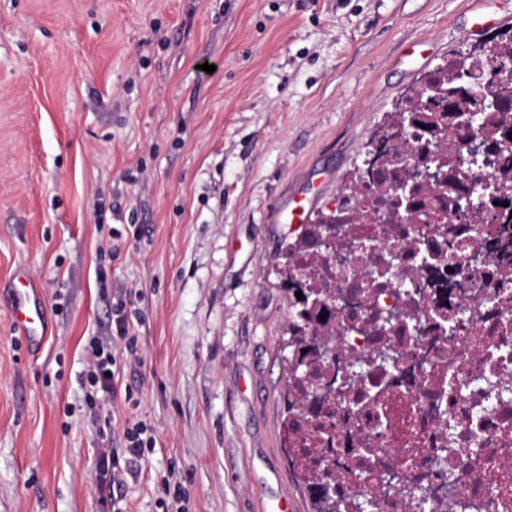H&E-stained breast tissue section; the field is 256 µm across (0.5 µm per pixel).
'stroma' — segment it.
I'll return each instance as SVG.
<instances>
[{"label":"stroma","instance_id":"obj_1","mask_svg":"<svg viewBox=\"0 0 512 512\" xmlns=\"http://www.w3.org/2000/svg\"><path fill=\"white\" fill-rule=\"evenodd\" d=\"M509 34L512 0H0V282L49 318L31 349L0 295V512H112L97 450L133 417L156 446L126 512H163L167 474L190 512H313L284 433L285 215L326 213L426 72ZM118 288L144 364L103 439L78 375Z\"/></svg>","mask_w":512,"mask_h":512}]
</instances>
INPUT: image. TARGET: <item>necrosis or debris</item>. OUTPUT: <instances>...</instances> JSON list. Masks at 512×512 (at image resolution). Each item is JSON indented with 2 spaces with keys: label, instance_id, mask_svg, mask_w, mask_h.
Returning <instances> with one entry per match:
<instances>
[{
  "label": "necrosis or debris",
  "instance_id": "obj_1",
  "mask_svg": "<svg viewBox=\"0 0 512 512\" xmlns=\"http://www.w3.org/2000/svg\"><path fill=\"white\" fill-rule=\"evenodd\" d=\"M477 55L404 124L376 133L331 242L295 287L330 288L299 395L344 512H512V107ZM386 171L387 197L372 183Z\"/></svg>",
  "mask_w": 512,
  "mask_h": 512
}]
</instances>
